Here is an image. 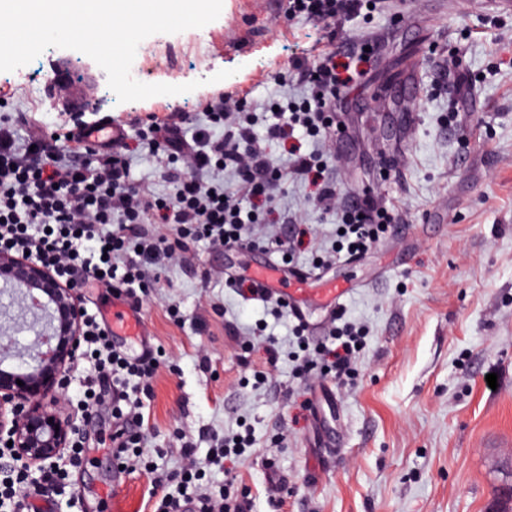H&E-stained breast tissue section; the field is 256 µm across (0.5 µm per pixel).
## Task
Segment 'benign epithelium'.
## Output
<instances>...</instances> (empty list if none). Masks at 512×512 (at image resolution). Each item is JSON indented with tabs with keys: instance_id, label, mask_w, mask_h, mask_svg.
<instances>
[{
	"instance_id": "obj_1",
	"label": "benign epithelium",
	"mask_w": 512,
	"mask_h": 512,
	"mask_svg": "<svg viewBox=\"0 0 512 512\" xmlns=\"http://www.w3.org/2000/svg\"><path fill=\"white\" fill-rule=\"evenodd\" d=\"M0 293L20 308L17 315L0 311V447L12 443L35 488L79 442L84 419L65 387L82 344L85 311L77 290L50 268L7 250H0ZM23 329L34 340L16 348L9 336Z\"/></svg>"
}]
</instances>
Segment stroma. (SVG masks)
<instances>
[{"mask_svg": "<svg viewBox=\"0 0 512 512\" xmlns=\"http://www.w3.org/2000/svg\"><path fill=\"white\" fill-rule=\"evenodd\" d=\"M280 2L223 0L206 26L139 44L144 83L194 81V91L121 103L87 55L51 47L0 72L5 113L22 135L107 115L188 114L200 100L235 93L273 98L274 73L315 55L322 35L320 25L281 17ZM345 32L383 42L353 91L359 109L336 115L343 134L328 173L339 198L371 192L400 222L361 257L337 254L330 270L314 269L307 249L290 264L310 272L294 298L311 343L327 342L339 317L366 334L353 379L332 385L336 447H315V424L299 407L315 382L293 362L296 319L225 280L259 261L261 248L198 241L146 287L103 283L83 290V306L107 324L126 304L140 312L141 336L120 346L159 364L143 409L146 460L180 468L182 441L192 439L197 483L216 491L225 476L210 462L213 437L248 429L256 444L233 475L253 512H491L512 461V11L490 0L452 8L405 0L399 9L384 0ZM64 55L71 73L96 83L98 106L73 112L51 94L47 76ZM445 59L457 63L448 76L439 73ZM225 69L230 77L212 82ZM288 205L331 249L336 215L314 207L300 184L289 186ZM335 284L348 290L340 307L327 293ZM262 333L281 351L276 368L263 348L242 350ZM261 371L267 382L257 381ZM91 389L100 403L76 450L80 463L31 496L35 512H155L168 486L144 467L120 468L106 445L120 393L76 363L68 398L85 406Z\"/></svg>", "mask_w": 512, "mask_h": 512, "instance_id": "stroma-1", "label": "stroma"}]
</instances>
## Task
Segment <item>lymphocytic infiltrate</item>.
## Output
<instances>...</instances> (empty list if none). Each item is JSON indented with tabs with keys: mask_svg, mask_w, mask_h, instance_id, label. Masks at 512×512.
I'll use <instances>...</instances> for the list:
<instances>
[{
	"mask_svg": "<svg viewBox=\"0 0 512 512\" xmlns=\"http://www.w3.org/2000/svg\"><path fill=\"white\" fill-rule=\"evenodd\" d=\"M363 6L364 0H288L289 19L321 24L325 44L316 58L289 63L287 73L277 77L280 94L264 107L242 96L230 108L218 97L199 104L205 121L192 128L181 112L136 119L140 137L150 140L155 161L173 186L167 196L135 184L136 149L126 137L92 148L77 127L61 125L51 135L20 138L0 120V250L34 256L78 289L88 273L141 285L150 268L166 266L188 242L243 244L289 185L304 182L318 187L316 207L339 216L337 250L352 256L367 252L396 223L395 209L367 194L339 203L334 181L325 176L336 145V113L346 105L339 89L351 82L352 61L379 47L369 35L336 42L337 25ZM275 143L284 146L285 162L270 154ZM78 210L92 215L93 223H74ZM156 224L174 226V236L153 232ZM87 246L98 262L84 257ZM85 336L96 353V370L111 372L113 383L130 388L124 407L112 410L118 422L112 453L124 467H136L131 451L142 445L136 425L155 362L121 355L96 319L87 320ZM336 337V347L309 348L302 373L339 382L352 377L364 336L347 325Z\"/></svg>",
	"mask_w": 512,
	"mask_h": 512,
	"instance_id": "f902f5d3",
	"label": "lymphocytic infiltrate"
}]
</instances>
